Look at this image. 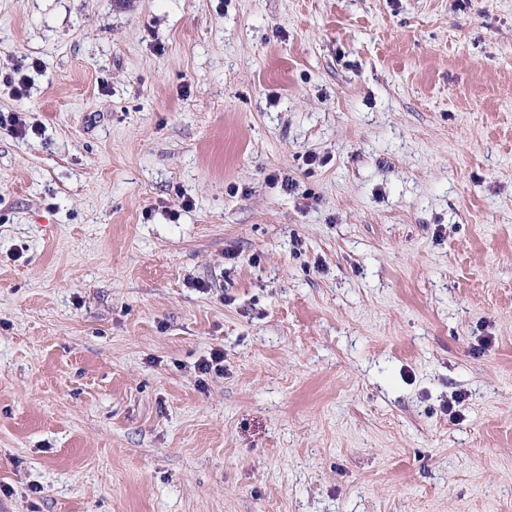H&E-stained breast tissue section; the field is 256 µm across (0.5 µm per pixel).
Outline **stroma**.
<instances>
[{
  "instance_id": "1",
  "label": "stroma",
  "mask_w": 512,
  "mask_h": 512,
  "mask_svg": "<svg viewBox=\"0 0 512 512\" xmlns=\"http://www.w3.org/2000/svg\"><path fill=\"white\" fill-rule=\"evenodd\" d=\"M16 111L0 512H512V0H0Z\"/></svg>"
}]
</instances>
